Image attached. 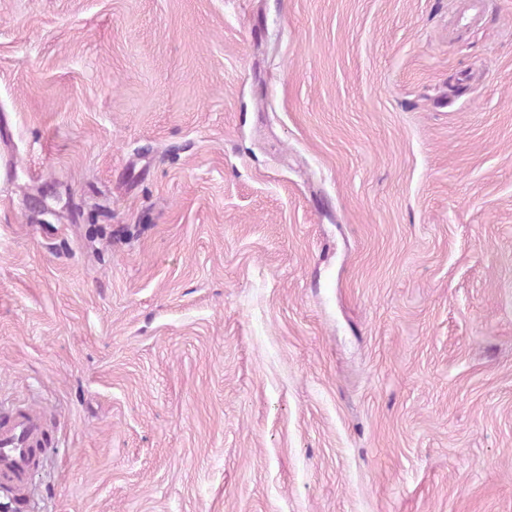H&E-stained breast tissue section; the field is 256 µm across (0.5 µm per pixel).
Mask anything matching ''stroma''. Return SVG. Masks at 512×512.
I'll use <instances>...</instances> for the list:
<instances>
[{
	"label": "stroma",
	"mask_w": 512,
	"mask_h": 512,
	"mask_svg": "<svg viewBox=\"0 0 512 512\" xmlns=\"http://www.w3.org/2000/svg\"><path fill=\"white\" fill-rule=\"evenodd\" d=\"M0 512H512V0H0ZM51 444L38 416L24 411L9 414L0 421V479L23 487L32 469L31 451Z\"/></svg>",
	"instance_id": "stroma-1"
}]
</instances>
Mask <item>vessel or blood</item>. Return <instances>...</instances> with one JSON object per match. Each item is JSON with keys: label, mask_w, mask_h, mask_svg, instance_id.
I'll return each mask as SVG.
<instances>
[{"label": "vessel or blood", "mask_w": 512, "mask_h": 512, "mask_svg": "<svg viewBox=\"0 0 512 512\" xmlns=\"http://www.w3.org/2000/svg\"><path fill=\"white\" fill-rule=\"evenodd\" d=\"M51 440L41 419L18 411L0 420V479L23 487L32 469L31 453L49 447Z\"/></svg>", "instance_id": "1"}]
</instances>
